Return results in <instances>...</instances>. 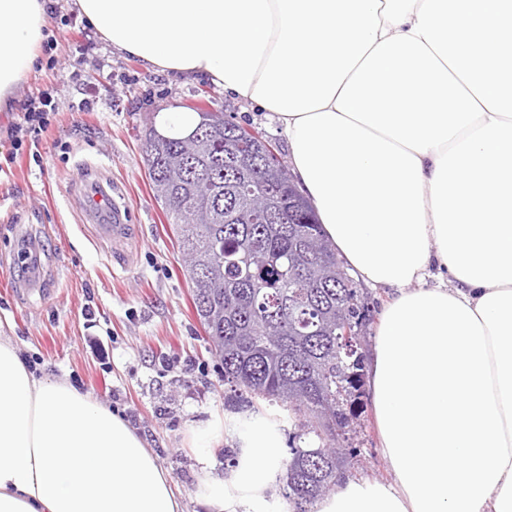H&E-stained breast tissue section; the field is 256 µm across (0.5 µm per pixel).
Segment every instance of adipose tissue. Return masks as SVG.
<instances>
[{"label":"adipose tissue","instance_id":"1","mask_svg":"<svg viewBox=\"0 0 512 512\" xmlns=\"http://www.w3.org/2000/svg\"><path fill=\"white\" fill-rule=\"evenodd\" d=\"M51 0H0V112ZM116 50L279 123L329 241L391 289L368 357L389 477L316 512H512V0H74ZM432 285H425V278ZM200 457L210 512H281L278 434ZM0 512H184L136 430L0 330Z\"/></svg>","mask_w":512,"mask_h":512}]
</instances>
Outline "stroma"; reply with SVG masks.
<instances>
[{
  "mask_svg": "<svg viewBox=\"0 0 512 512\" xmlns=\"http://www.w3.org/2000/svg\"><path fill=\"white\" fill-rule=\"evenodd\" d=\"M73 11L72 0H64L50 12L54 62H39L15 93L19 105L50 93L57 115L38 146L42 164L18 159L0 186V320L12 322L31 364L122 411L170 471L186 512H206L196 498L201 473L190 428L220 422L230 430L250 417L285 434L293 419L282 404L249 403L225 386L145 175L142 137L154 112L198 107L263 133L282 156L290 147L267 113L210 82L154 73L98 34H77L64 20ZM87 101L93 113L82 112ZM101 184L112 186L137 231L130 250L96 238V220L83 210L85 193ZM24 247L39 255L37 268L18 266ZM91 336L104 342L107 359L89 349ZM356 411L358 426L337 449V473L387 479L369 397H361Z\"/></svg>",
  "mask_w": 512,
  "mask_h": 512,
  "instance_id": "1",
  "label": "stroma"
}]
</instances>
